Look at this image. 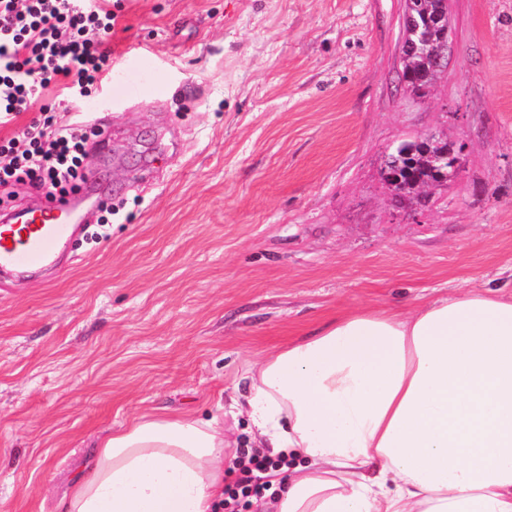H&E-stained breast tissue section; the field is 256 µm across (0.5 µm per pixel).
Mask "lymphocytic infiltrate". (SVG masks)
Returning <instances> with one entry per match:
<instances>
[{
    "label": "lymphocytic infiltrate",
    "instance_id": "f902f5d3",
    "mask_svg": "<svg viewBox=\"0 0 512 512\" xmlns=\"http://www.w3.org/2000/svg\"><path fill=\"white\" fill-rule=\"evenodd\" d=\"M116 15L104 0H0V186L25 183L47 198L64 196L83 183L90 165L88 143L97 130L82 121L62 122L46 93L57 86L75 101L112 70L107 43ZM39 114L23 127L18 117ZM237 484L220 507L235 512L239 496L262 495V476L287 467L286 455L254 451L232 460Z\"/></svg>",
    "mask_w": 512,
    "mask_h": 512
}]
</instances>
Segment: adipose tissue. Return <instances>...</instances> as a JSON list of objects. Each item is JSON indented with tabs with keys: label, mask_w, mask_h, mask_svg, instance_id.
Masks as SVG:
<instances>
[{
	"label": "adipose tissue",
	"mask_w": 512,
	"mask_h": 512,
	"mask_svg": "<svg viewBox=\"0 0 512 512\" xmlns=\"http://www.w3.org/2000/svg\"><path fill=\"white\" fill-rule=\"evenodd\" d=\"M250 431L304 457L258 512H512V297L355 313L248 377ZM218 418L136 417L73 478L66 512H212Z\"/></svg>",
	"instance_id": "ef3b65f1"
}]
</instances>
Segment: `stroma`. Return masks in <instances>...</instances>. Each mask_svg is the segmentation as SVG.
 <instances>
[{
    "label": "stroma",
    "instance_id": "35a3bbf8",
    "mask_svg": "<svg viewBox=\"0 0 512 512\" xmlns=\"http://www.w3.org/2000/svg\"><path fill=\"white\" fill-rule=\"evenodd\" d=\"M404 0H119L81 230L0 284V512H64L133 416H219L248 371L339 317L512 294V0H449L448 72L402 85ZM464 147L396 196L403 140Z\"/></svg>",
    "mask_w": 512,
    "mask_h": 512
}]
</instances>
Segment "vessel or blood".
Listing matches in <instances>:
<instances>
[{
	"instance_id": "1",
	"label": "vessel or blood",
	"mask_w": 512,
	"mask_h": 512,
	"mask_svg": "<svg viewBox=\"0 0 512 512\" xmlns=\"http://www.w3.org/2000/svg\"><path fill=\"white\" fill-rule=\"evenodd\" d=\"M80 221L68 199L0 219V272L24 276L52 265Z\"/></svg>"
}]
</instances>
